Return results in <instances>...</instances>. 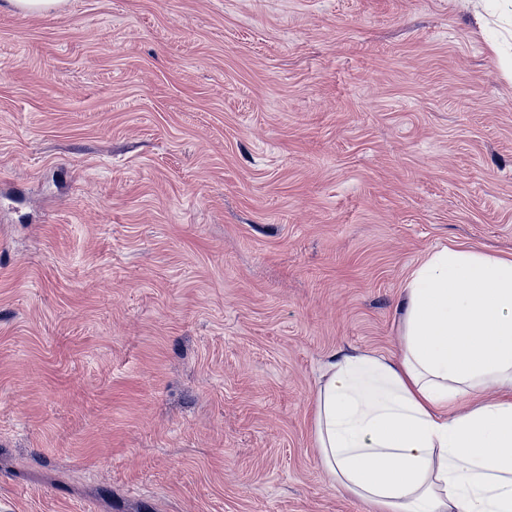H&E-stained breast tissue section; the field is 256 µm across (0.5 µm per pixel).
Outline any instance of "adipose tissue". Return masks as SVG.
Wrapping results in <instances>:
<instances>
[{
    "mask_svg": "<svg viewBox=\"0 0 512 512\" xmlns=\"http://www.w3.org/2000/svg\"><path fill=\"white\" fill-rule=\"evenodd\" d=\"M401 350L334 353L315 442L370 512H512V256L441 246L412 269Z\"/></svg>",
    "mask_w": 512,
    "mask_h": 512,
    "instance_id": "1",
    "label": "adipose tissue"
}]
</instances>
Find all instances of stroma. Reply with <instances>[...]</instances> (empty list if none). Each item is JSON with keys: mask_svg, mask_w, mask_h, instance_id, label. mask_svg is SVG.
Segmentation results:
<instances>
[{"mask_svg": "<svg viewBox=\"0 0 512 512\" xmlns=\"http://www.w3.org/2000/svg\"><path fill=\"white\" fill-rule=\"evenodd\" d=\"M497 0H0V512H366L321 367L512 253ZM9 7L23 14H52L67 3L66 0H6Z\"/></svg>", "mask_w": 512, "mask_h": 512, "instance_id": "stroma-1", "label": "stroma"}]
</instances>
